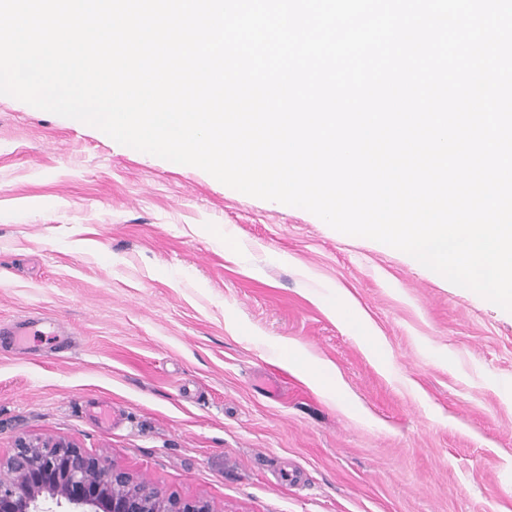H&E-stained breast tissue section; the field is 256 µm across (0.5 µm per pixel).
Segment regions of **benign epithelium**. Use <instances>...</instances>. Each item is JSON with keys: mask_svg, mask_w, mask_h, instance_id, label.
Masks as SVG:
<instances>
[{"mask_svg": "<svg viewBox=\"0 0 512 512\" xmlns=\"http://www.w3.org/2000/svg\"><path fill=\"white\" fill-rule=\"evenodd\" d=\"M219 512L203 498L165 494L76 444L21 438L0 456V512Z\"/></svg>", "mask_w": 512, "mask_h": 512, "instance_id": "obj_1", "label": "benign epithelium"}]
</instances>
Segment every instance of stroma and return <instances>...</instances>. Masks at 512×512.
<instances>
[{
  "mask_svg": "<svg viewBox=\"0 0 512 512\" xmlns=\"http://www.w3.org/2000/svg\"><path fill=\"white\" fill-rule=\"evenodd\" d=\"M20 320L60 333H0L1 454L65 439L220 512H512V312L0 95V323ZM284 339L340 390L283 367Z\"/></svg>",
  "mask_w": 512,
  "mask_h": 512,
  "instance_id": "obj_1",
  "label": "stroma"
}]
</instances>
